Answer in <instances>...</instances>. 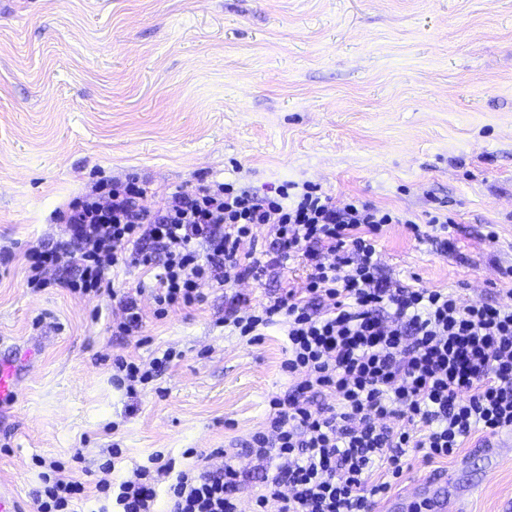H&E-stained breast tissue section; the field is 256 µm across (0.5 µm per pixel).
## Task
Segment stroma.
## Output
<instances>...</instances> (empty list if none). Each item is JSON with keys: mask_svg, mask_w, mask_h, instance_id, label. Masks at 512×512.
<instances>
[{"mask_svg": "<svg viewBox=\"0 0 512 512\" xmlns=\"http://www.w3.org/2000/svg\"><path fill=\"white\" fill-rule=\"evenodd\" d=\"M131 174L161 193L311 182L421 222L446 208L454 252L391 224L382 274L512 303V0H0V247L13 254L0 265V356L24 369L0 403V483L19 512H33L34 456L90 483L112 446L120 476L194 448L240 467L242 500L262 483L244 445L294 383L287 344L275 328L249 343L215 321L231 293L302 287L304 264L207 289L201 308L132 336L113 335L110 296L27 285L24 253L59 235L57 211ZM169 347L180 358L145 393L113 383V357L146 363ZM485 442L473 434L430 464L412 454L392 496L443 475L449 507L512 512V447Z\"/></svg>", "mask_w": 512, "mask_h": 512, "instance_id": "35a3bbf8", "label": "stroma"}]
</instances>
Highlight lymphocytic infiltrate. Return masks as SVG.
I'll return each mask as SVG.
<instances>
[{"mask_svg": "<svg viewBox=\"0 0 512 512\" xmlns=\"http://www.w3.org/2000/svg\"><path fill=\"white\" fill-rule=\"evenodd\" d=\"M62 236L25 253L32 288L48 271L70 269L61 287L76 297L111 292V272L151 273V306L135 293L119 303L112 332H140L147 318L204 302L205 288L259 279L301 260L302 287L260 305L237 294L220 321L260 339L279 327L288 356L282 369L296 385L268 401L265 427L246 452L258 469L274 467L251 512H370L400 484L409 449L433 463L454 456L465 439L512 430V304L473 305L444 288L405 285L383 275L378 242L384 226L420 227L412 217L352 198L337 205L320 186L298 194L280 186L258 195L228 183L152 196L136 176L98 180L58 213ZM265 231V257L243 249ZM178 357L174 348L143 364L117 357L113 381L128 397ZM120 448L102 451L94 486L66 476L64 462L38 458L34 512H241V473L233 464L177 468L157 451L115 480Z\"/></svg>", "mask_w": 512, "mask_h": 512, "instance_id": "1", "label": "lymphocytic infiltrate"}]
</instances>
